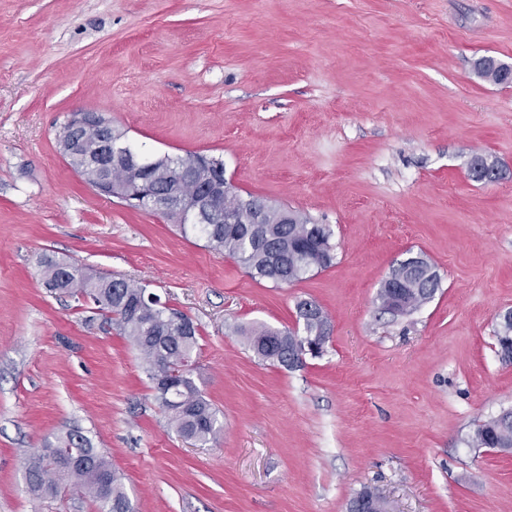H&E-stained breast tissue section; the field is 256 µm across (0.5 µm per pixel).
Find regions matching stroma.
I'll return each instance as SVG.
<instances>
[{"label":"stroma","instance_id":"35a3bbf8","mask_svg":"<svg viewBox=\"0 0 512 512\" xmlns=\"http://www.w3.org/2000/svg\"><path fill=\"white\" fill-rule=\"evenodd\" d=\"M485 55L512 64V0H0V512H97L27 491L29 456L71 430L135 512H345L366 487L391 512H512V451L469 443L512 409V85L475 74ZM78 110L222 158L239 194L329 225L332 266L277 286L98 195L57 143ZM477 153L503 178L470 181ZM44 254L192 319L217 442L167 426L138 349L42 286ZM412 254L440 286L394 315L378 291ZM302 299L324 353L260 360L239 328H296Z\"/></svg>","mask_w":512,"mask_h":512}]
</instances>
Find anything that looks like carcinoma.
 I'll use <instances>...</instances> for the list:
<instances>
[{"label":"carcinoma","mask_w":512,"mask_h":512,"mask_svg":"<svg viewBox=\"0 0 512 512\" xmlns=\"http://www.w3.org/2000/svg\"><path fill=\"white\" fill-rule=\"evenodd\" d=\"M475 68L480 77L494 84L503 85L512 80L490 59L475 64ZM112 136L125 143L127 151L149 170L159 187L174 189V183L166 178L170 156L157 155L129 141L118 128H112ZM182 160L203 162L199 175L207 180L214 175L215 165H224L219 158L197 153H189ZM229 213L238 217L236 223L227 224L222 217L216 224H193L174 213L166 217L183 235L204 238L213 250L236 258L253 277L277 285L300 281L309 272L297 265L301 255L309 256L316 269L331 266L334 255L328 225H316L295 211L288 213L292 223L283 224L282 213L277 208L267 213L265 223L251 224L247 199L235 191L224 201V214ZM39 266L42 283L49 291L92 301L118 335L128 338L138 348L151 383L179 371L183 360L192 356L197 346V328L184 330L186 314L147 301L150 294L147 286L81 272L71 276L66 272L67 263L47 256L40 258ZM306 304V299L296 303L298 322L302 323L304 331L302 336L294 330H276L262 325L241 327L238 333L246 338L259 358L286 367L288 359L304 341L310 339L325 344L330 339L327 315L318 305L311 312L305 310ZM155 400L179 436L202 445L218 440L223 426L219 424L217 410L191 377L172 382L170 399L163 400L157 394ZM471 445L477 448L494 445L501 450H511L512 417L498 415L483 421L471 437ZM109 467L110 462L91 447L87 438L70 432L56 445L28 459L26 481L29 492L37 497L74 489L89 497L96 504L97 512H134L119 479L113 480L110 492H103L100 472Z\"/></svg>","instance_id":"carcinoma-1"}]
</instances>
